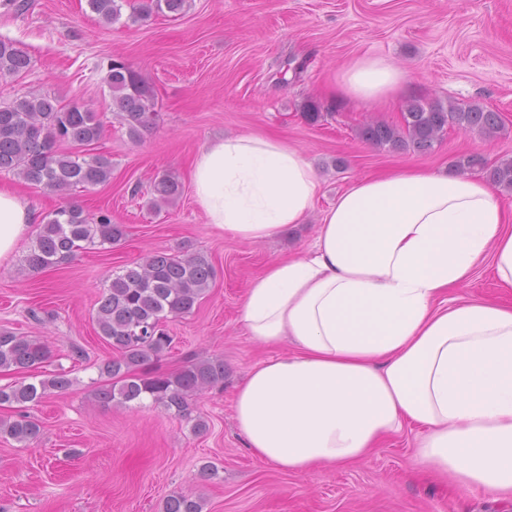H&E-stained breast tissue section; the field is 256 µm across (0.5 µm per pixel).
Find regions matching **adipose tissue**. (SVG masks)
Listing matches in <instances>:
<instances>
[{
    "mask_svg": "<svg viewBox=\"0 0 512 512\" xmlns=\"http://www.w3.org/2000/svg\"><path fill=\"white\" fill-rule=\"evenodd\" d=\"M409 84L390 59L364 57L336 90L377 102ZM191 184L207 223L245 242L303 223L320 191L301 150L257 134L204 145ZM36 221L0 185V263ZM485 262L512 287V220L486 182L403 168L353 183L310 254L248 285L244 326L273 355L236 388L245 447L305 475L349 466L415 425L421 464L512 500V304L448 297ZM285 343L292 353L279 354Z\"/></svg>",
    "mask_w": 512,
    "mask_h": 512,
    "instance_id": "obj_1",
    "label": "adipose tissue"
}]
</instances>
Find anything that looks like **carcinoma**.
I'll list each match as a JSON object with an SVG mask.
<instances>
[{"mask_svg":"<svg viewBox=\"0 0 512 512\" xmlns=\"http://www.w3.org/2000/svg\"><path fill=\"white\" fill-rule=\"evenodd\" d=\"M90 10L107 24L121 19L122 0H87ZM186 0H146L139 19L153 11L179 15ZM31 59L16 42L0 39V75H17L30 68ZM107 83L113 114L138 138L152 128L159 117L153 87L131 63L122 57L108 64ZM499 114L480 105H443L440 102L407 105L398 125H367L359 137L377 147L417 151L433 148L452 127L476 129L492 134L499 128ZM104 135V125L88 107L64 103L57 97L32 91L0 104V171H9L46 192L66 195L81 187L105 184L112 177V161L91 151ZM64 143L80 147L76 152L60 149ZM483 172L497 187L512 190V160L490 164L480 154H469L457 164V171ZM181 193L178 177L159 172L150 183L149 205L155 209L171 205ZM125 237V227L110 217L97 216L73 204L61 206L47 215L28 253L26 269H42L71 262L83 246L110 249ZM215 269L200 252H154L141 262L112 275L95 310L93 321L100 336L116 352L98 365L104 383L93 389L102 404L129 403L145 397L189 416V400L206 388L224 382V360L195 358L172 373H152L148 367L171 348L173 338L164 328L170 317L193 311L210 288ZM50 358L48 346L11 331H0V369L24 372L42 368ZM73 384L68 372L60 369L28 382L21 379L0 386V403H37L52 392H64ZM41 433V426L25 411L13 420H0V436L27 444ZM200 498L178 492L168 496L164 512H202Z\"/></svg>","mask_w":512,"mask_h":512,"instance_id":"carcinoma-1","label":"carcinoma"}]
</instances>
